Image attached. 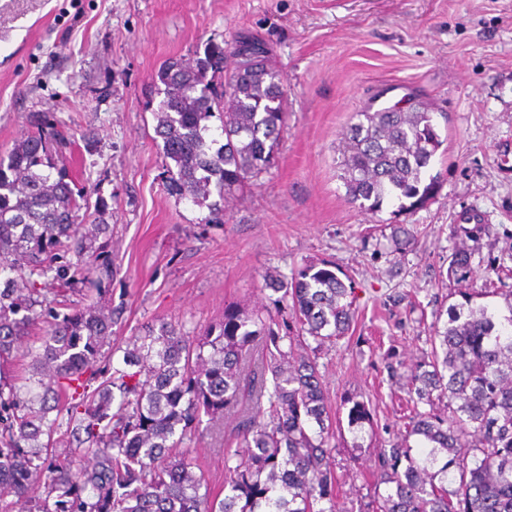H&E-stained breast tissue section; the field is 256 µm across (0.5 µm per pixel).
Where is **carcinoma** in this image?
<instances>
[{"label":"carcinoma","instance_id":"cac0c4a2","mask_svg":"<svg viewBox=\"0 0 512 512\" xmlns=\"http://www.w3.org/2000/svg\"><path fill=\"white\" fill-rule=\"evenodd\" d=\"M264 57L240 78L224 73L226 52L215 46L195 63L173 62L162 75L155 112L163 142L166 186L179 198L224 211L227 196L258 179L274 162L284 125L285 83ZM343 134L341 179L351 203L379 212L384 202L409 211L433 192L424 183L441 146L431 103L415 95L402 112L370 103ZM224 143H218L215 130ZM40 129L0 154V364L49 317L30 348L36 389L24 400L0 381V512H341L331 444V415L318 354L351 330V286L330 262L295 270L269 283L289 309L293 336L235 305L201 336L162 323L136 336L111 375L97 367L110 338L106 316L86 311L38 312L33 275L55 271L70 283L96 260L87 243L102 233L74 224L85 200L50 151ZM218 200L210 201L211 196ZM473 245L454 251L450 274L464 279L479 250L482 225L453 226ZM80 264L52 268L59 252ZM512 277V245L489 268L484 293ZM472 296L434 327L439 345L408 378L416 395L402 435L382 454L374 477L376 512H512V292L499 318ZM251 376L257 410L242 415L235 449H224V496L207 488L177 451L201 417L224 419ZM64 414L78 439L55 448L52 410ZM371 421L356 402L348 424ZM43 493L34 495L36 487Z\"/></svg>","mask_w":512,"mask_h":512}]
</instances>
